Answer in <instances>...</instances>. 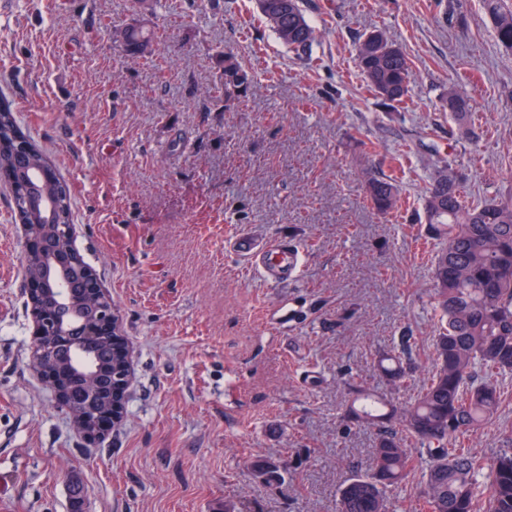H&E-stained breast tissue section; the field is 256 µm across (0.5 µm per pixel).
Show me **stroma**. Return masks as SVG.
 Segmentation results:
<instances>
[{"mask_svg": "<svg viewBox=\"0 0 512 512\" xmlns=\"http://www.w3.org/2000/svg\"><path fill=\"white\" fill-rule=\"evenodd\" d=\"M316 30L297 58L256 0H0V103L71 189L75 246L122 318L135 375L123 422L89 441L32 367L25 247L0 183V512H334L367 472L376 428L345 418L369 388L404 403L432 368V256L422 209L435 164L467 201L512 199V50L481 0H303ZM156 39L126 55V29ZM385 30L412 66L391 108L356 67ZM254 74L225 107L221 62ZM470 101L451 118L449 86ZM396 173L383 216L366 173ZM302 251L263 280L236 232ZM287 305L292 320L273 317ZM410 336L416 371L393 385L381 353ZM500 419L462 447L492 453ZM288 464L282 485L252 462Z\"/></svg>", "mask_w": 512, "mask_h": 512, "instance_id": "stroma-1", "label": "stroma"}]
</instances>
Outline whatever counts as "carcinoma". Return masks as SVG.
<instances>
[{
	"instance_id": "obj_1",
	"label": "carcinoma",
	"mask_w": 512,
	"mask_h": 512,
	"mask_svg": "<svg viewBox=\"0 0 512 512\" xmlns=\"http://www.w3.org/2000/svg\"><path fill=\"white\" fill-rule=\"evenodd\" d=\"M497 42L512 50V7L507 0H483ZM260 13L277 37L300 58L310 55L315 30L302 0H264ZM150 30L131 27L123 37L124 51L140 53L151 41ZM356 65L374 95L385 104L408 95L411 66L403 50L381 31L359 41ZM224 106L245 96L254 77L235 56L224 53ZM448 112L463 118L469 100L454 89L445 100ZM59 220L72 223L70 189L57 182ZM398 185L387 176H372L368 196L382 214L398 202ZM426 224L440 241L433 261V373L408 406L396 408L372 392L351 400L347 414L383 427L369 472L353 475L336 500V512H388L387 491L409 472L419 470V499L424 512H512V433L503 447L486 457L459 448L460 439L486 427L499 416L504 391L493 376L512 373V200L495 197L470 205L460 193L449 164L430 175L424 197ZM410 339L399 354H386L379 367L393 384L402 382L412 362ZM484 371L485 376L477 377ZM398 422L420 447L405 448L388 425ZM252 472L270 484L281 480L285 464L268 458L253 461Z\"/></svg>"
}]
</instances>
